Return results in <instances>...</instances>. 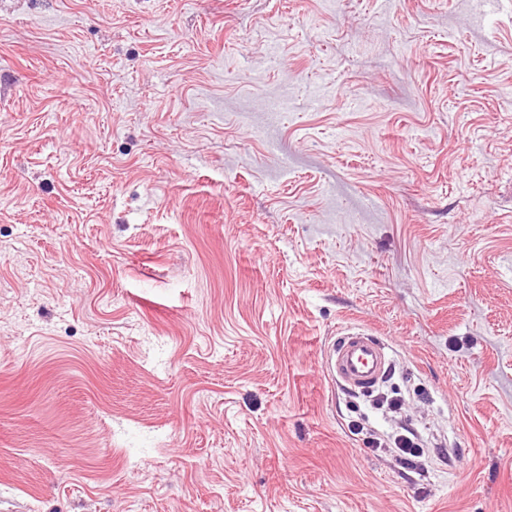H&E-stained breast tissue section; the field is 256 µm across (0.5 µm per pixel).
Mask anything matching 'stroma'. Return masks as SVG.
I'll list each match as a JSON object with an SVG mask.
<instances>
[{"label":"stroma","instance_id":"stroma-1","mask_svg":"<svg viewBox=\"0 0 512 512\" xmlns=\"http://www.w3.org/2000/svg\"><path fill=\"white\" fill-rule=\"evenodd\" d=\"M0 512H512V0H0ZM330 371L343 389L372 391L387 375L391 361L383 343L359 330L347 329L334 341ZM407 434H399L393 438L392 444L400 458L407 464L417 465L424 456V449L421 448L419 437L411 430L405 429Z\"/></svg>","mask_w":512,"mask_h":512}]
</instances>
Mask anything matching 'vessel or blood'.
<instances>
[{
  "instance_id": "obj_1",
  "label": "vessel or blood",
  "mask_w": 512,
  "mask_h": 512,
  "mask_svg": "<svg viewBox=\"0 0 512 512\" xmlns=\"http://www.w3.org/2000/svg\"><path fill=\"white\" fill-rule=\"evenodd\" d=\"M330 371L343 389L372 391L387 375L391 361L383 343L368 334L349 329L334 341L329 355Z\"/></svg>"
}]
</instances>
